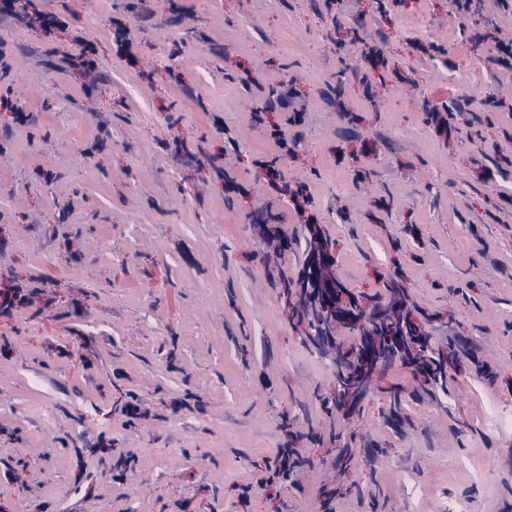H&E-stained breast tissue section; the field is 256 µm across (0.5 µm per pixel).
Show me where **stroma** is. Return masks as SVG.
Segmentation results:
<instances>
[{
  "instance_id": "1",
  "label": "stroma",
  "mask_w": 512,
  "mask_h": 512,
  "mask_svg": "<svg viewBox=\"0 0 512 512\" xmlns=\"http://www.w3.org/2000/svg\"><path fill=\"white\" fill-rule=\"evenodd\" d=\"M0 14V512H512V9L473 0H39ZM97 65L86 72L77 38ZM379 46L383 63L361 54ZM305 101L293 153L273 92ZM447 107L452 131L428 124ZM223 156L242 191L210 164ZM307 184L337 280L401 293L446 388L379 364L341 392L256 224ZM488 363L495 380L477 375ZM138 397L148 419L128 423ZM309 461L268 482L277 448Z\"/></svg>"
}]
</instances>
